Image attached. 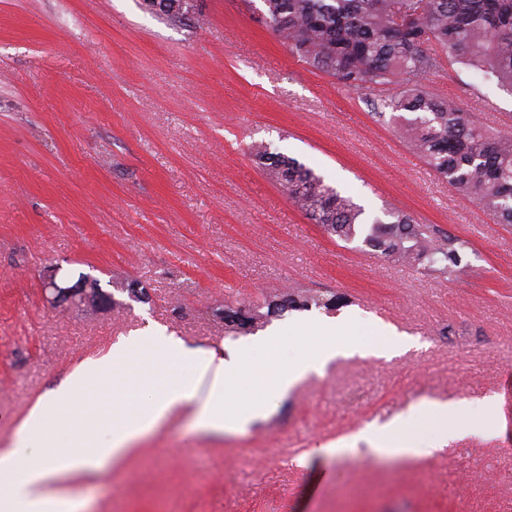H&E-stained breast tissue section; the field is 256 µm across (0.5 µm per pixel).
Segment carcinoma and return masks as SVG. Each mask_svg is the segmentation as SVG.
Here are the masks:
<instances>
[{
    "label": "carcinoma",
    "instance_id": "carcinoma-1",
    "mask_svg": "<svg viewBox=\"0 0 512 512\" xmlns=\"http://www.w3.org/2000/svg\"><path fill=\"white\" fill-rule=\"evenodd\" d=\"M269 30L300 61L354 90L394 84L384 107L397 132L442 179L499 224H512V131L495 133L426 85L440 55L512 92V0H262ZM254 156L313 224L344 242L444 279L461 271L465 242L400 210L367 223L364 209L298 160L260 144ZM341 297L304 289L224 306V333L255 334L273 319Z\"/></svg>",
    "mask_w": 512,
    "mask_h": 512
}]
</instances>
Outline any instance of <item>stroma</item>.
I'll return each mask as SVG.
<instances>
[{"mask_svg":"<svg viewBox=\"0 0 512 512\" xmlns=\"http://www.w3.org/2000/svg\"><path fill=\"white\" fill-rule=\"evenodd\" d=\"M261 0H198L172 22L141 0H0V450L38 400L120 337L161 331L201 353L242 352L224 305L287 283L333 292L332 318L391 325L419 348L338 357L246 429L207 431L175 409L117 463L66 473L88 512H512V224L439 179L383 112L394 86L356 91L292 57L254 15ZM437 96L512 128V92L460 63ZM266 144L351 196L466 241L449 281L309 223L255 158ZM120 276L144 301L76 311L42 274ZM496 433L431 459L365 442L321 446L424 400H468ZM306 456L307 467L295 466Z\"/></svg>","mask_w":512,"mask_h":512,"instance_id":"35a3bbf8","label":"stroma"}]
</instances>
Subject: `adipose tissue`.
<instances>
[{"mask_svg":"<svg viewBox=\"0 0 512 512\" xmlns=\"http://www.w3.org/2000/svg\"><path fill=\"white\" fill-rule=\"evenodd\" d=\"M285 338L310 339L314 346L284 362L275 351ZM414 345V338L388 330L371 340L349 325L338 329L330 323L303 321L290 326L284 335L264 337L229 360L199 354L171 336L128 337L42 396L33 411L43 421V428L20 425L11 448L0 451V512H46L55 502L61 503L65 512H87V503L65 485L64 473L97 471L121 459L133 441L175 408L193 404L199 381L210 382L208 400L200 410V428L240 429L267 410L253 389L256 373L276 374L278 388L284 392L307 374L320 372L333 358L355 354L392 358ZM145 388L157 389L158 395L138 403L137 397ZM94 404L111 412L103 422L112 436L111 450L106 454L98 449L89 418ZM466 406L463 400L430 401L383 426H366L358 437L348 436L322 446L321 451L335 455L360 438L378 457H432L442 453L449 442L489 433V426L481 420L449 426V419L459 416ZM63 416L69 420L64 429L58 426ZM422 423L434 429L429 439H420L417 433Z\"/></svg>","mask_w":512,"mask_h":512,"instance_id":"adipose-tissue-1","label":"adipose tissue"}]
</instances>
